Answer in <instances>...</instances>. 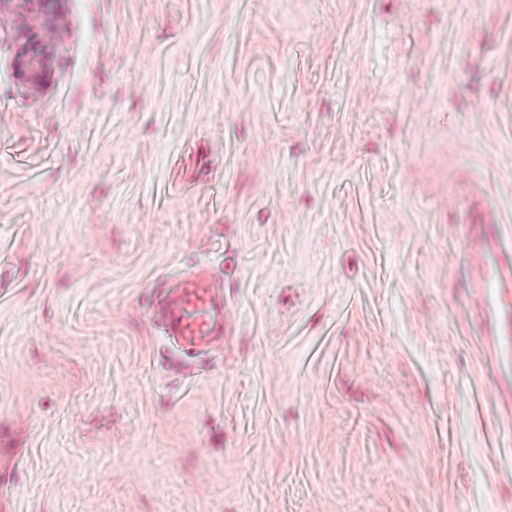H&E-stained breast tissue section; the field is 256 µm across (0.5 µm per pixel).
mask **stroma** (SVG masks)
I'll list each match as a JSON object with an SVG mask.
<instances>
[{
	"instance_id": "35a3bbf8",
	"label": "stroma",
	"mask_w": 512,
	"mask_h": 512,
	"mask_svg": "<svg viewBox=\"0 0 512 512\" xmlns=\"http://www.w3.org/2000/svg\"><path fill=\"white\" fill-rule=\"evenodd\" d=\"M0 27V512H512V0H43ZM231 330L181 352L158 282ZM48 45L43 43V48L37 50L31 42L16 43L13 61L16 73L32 89L41 87L44 77L49 72L52 51ZM459 223L475 226L482 242L488 247H493L500 237L494 230V225L499 224V220L486 211L465 206L460 211ZM494 265L479 275L476 288L486 314V327L490 336H497L501 349L512 350V305L505 301L506 288H512V251H497ZM156 315L167 336L189 348L209 347L227 332L228 302L209 277L192 274L157 289Z\"/></svg>"
}]
</instances>
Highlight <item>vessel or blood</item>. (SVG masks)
I'll list each match as a JSON object with an SVG mask.
<instances>
[{
  "instance_id": "obj_1",
  "label": "vessel or blood",
  "mask_w": 512,
  "mask_h": 512,
  "mask_svg": "<svg viewBox=\"0 0 512 512\" xmlns=\"http://www.w3.org/2000/svg\"><path fill=\"white\" fill-rule=\"evenodd\" d=\"M460 221L475 226L486 246H495L496 220L487 212L465 207ZM477 286L489 335L496 337L501 349L512 350V306L505 301L512 288V255L497 252L494 265L482 270ZM156 314L168 336L191 348L212 346L227 331L228 302L203 274L184 276L171 287L158 289Z\"/></svg>"
}]
</instances>
